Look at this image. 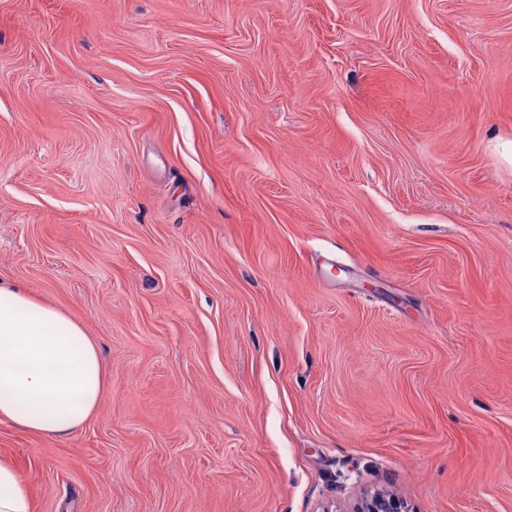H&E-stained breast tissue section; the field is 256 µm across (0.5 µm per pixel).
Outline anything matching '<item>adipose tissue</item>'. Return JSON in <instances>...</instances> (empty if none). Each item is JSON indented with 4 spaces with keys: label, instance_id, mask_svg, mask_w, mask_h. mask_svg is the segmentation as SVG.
Returning <instances> with one entry per match:
<instances>
[{
    "label": "adipose tissue",
    "instance_id": "ef3b65f1",
    "mask_svg": "<svg viewBox=\"0 0 512 512\" xmlns=\"http://www.w3.org/2000/svg\"><path fill=\"white\" fill-rule=\"evenodd\" d=\"M107 368L85 327L19 287L0 286V420L48 439L96 414ZM0 512H32L31 488L0 459Z\"/></svg>",
    "mask_w": 512,
    "mask_h": 512
}]
</instances>
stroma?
<instances>
[{
  "mask_svg": "<svg viewBox=\"0 0 512 512\" xmlns=\"http://www.w3.org/2000/svg\"><path fill=\"white\" fill-rule=\"evenodd\" d=\"M504 141L512 0H0V281L109 374L32 512H512ZM407 504L398 496H367L358 512H409Z\"/></svg>",
  "mask_w": 512,
  "mask_h": 512,
  "instance_id": "stroma-1",
  "label": "stroma"
}]
</instances>
